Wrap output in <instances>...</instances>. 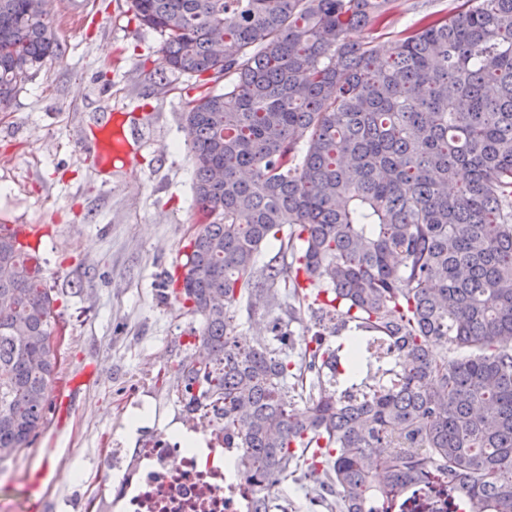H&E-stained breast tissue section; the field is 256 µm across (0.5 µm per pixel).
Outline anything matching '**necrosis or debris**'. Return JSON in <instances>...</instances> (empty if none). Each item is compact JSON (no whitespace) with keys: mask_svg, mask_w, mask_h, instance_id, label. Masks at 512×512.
I'll list each match as a JSON object with an SVG mask.
<instances>
[{"mask_svg":"<svg viewBox=\"0 0 512 512\" xmlns=\"http://www.w3.org/2000/svg\"><path fill=\"white\" fill-rule=\"evenodd\" d=\"M213 434L216 445L205 455L163 439L116 449L121 477L109 489L113 512H246L252 491L222 463L232 454L223 427Z\"/></svg>","mask_w":512,"mask_h":512,"instance_id":"4bbe7bcc","label":"necrosis or debris"}]
</instances>
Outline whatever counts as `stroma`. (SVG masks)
<instances>
[{"label": "stroma", "mask_w": 512, "mask_h": 512, "mask_svg": "<svg viewBox=\"0 0 512 512\" xmlns=\"http://www.w3.org/2000/svg\"><path fill=\"white\" fill-rule=\"evenodd\" d=\"M459 0H397L387 25L351 32L389 49L427 13ZM57 58L31 70L0 109V224L39 231L45 281L57 294L60 366L50 410L29 448L0 465V512H27L37 471L53 477L42 512H92L112 479V451L173 439L200 417L161 374L195 353L199 316L158 296L200 227L182 115L192 81L161 70L164 38L139 25L131 0H54ZM134 113L138 137L120 173L92 166L87 133L102 108ZM150 416L129 429L135 408ZM286 512H331L306 483L276 493Z\"/></svg>", "instance_id": "obj_1"}]
</instances>
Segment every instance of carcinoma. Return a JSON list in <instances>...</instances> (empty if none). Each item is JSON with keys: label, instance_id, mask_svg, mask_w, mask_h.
<instances>
[{"label": "carcinoma", "instance_id": "carcinoma-1", "mask_svg": "<svg viewBox=\"0 0 512 512\" xmlns=\"http://www.w3.org/2000/svg\"><path fill=\"white\" fill-rule=\"evenodd\" d=\"M394 2L132 0L162 70L224 76L184 115L202 225L159 287L202 318L173 388L240 449L250 512L297 473L340 512L411 487L512 512V0L426 14L384 54L349 39ZM59 51L48 0H0V105ZM55 302L0 230V463L49 410ZM242 302L319 331L296 361L277 323L242 344Z\"/></svg>", "mask_w": 512, "mask_h": 512}]
</instances>
